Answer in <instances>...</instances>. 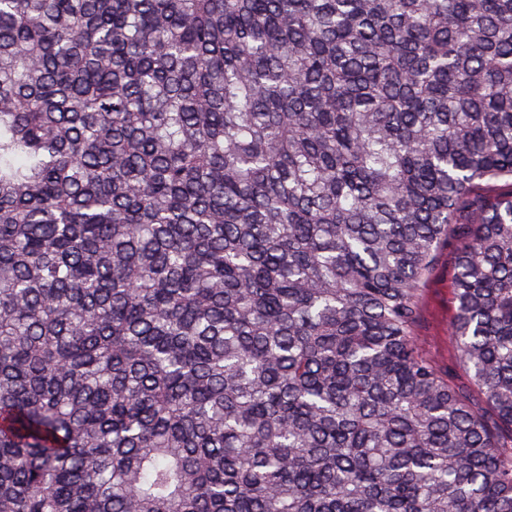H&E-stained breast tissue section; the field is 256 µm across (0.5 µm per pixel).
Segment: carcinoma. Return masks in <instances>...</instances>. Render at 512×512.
I'll list each match as a JSON object with an SVG mask.
<instances>
[{
	"label": "carcinoma",
	"mask_w": 512,
	"mask_h": 512,
	"mask_svg": "<svg viewBox=\"0 0 512 512\" xmlns=\"http://www.w3.org/2000/svg\"><path fill=\"white\" fill-rule=\"evenodd\" d=\"M0 512H512V0H0ZM450 278L448 249L444 248L423 294L416 332L425 356L461 384L466 382V374L459 368L456 346L448 332L453 316Z\"/></svg>",
	"instance_id": "1"
}]
</instances>
